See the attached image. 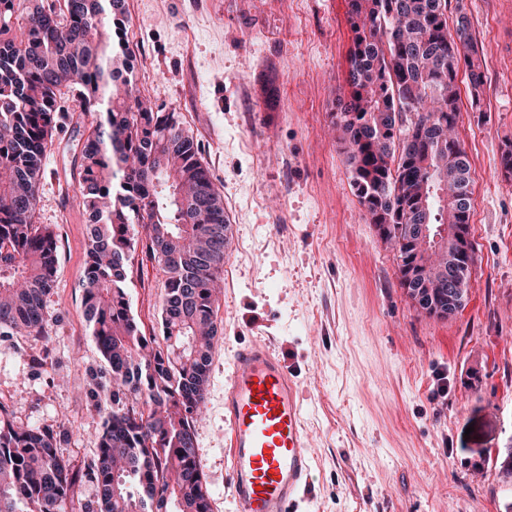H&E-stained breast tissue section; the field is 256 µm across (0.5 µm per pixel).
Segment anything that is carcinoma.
<instances>
[{
    "label": "carcinoma",
    "mask_w": 512,
    "mask_h": 512,
    "mask_svg": "<svg viewBox=\"0 0 512 512\" xmlns=\"http://www.w3.org/2000/svg\"><path fill=\"white\" fill-rule=\"evenodd\" d=\"M446 0H350L348 94L334 126L369 223L400 260V283L429 316L464 305L472 267L446 236L471 210L468 154L441 135L460 117L459 67L472 104L486 83L470 25L448 31ZM125 0H0V335L45 337L58 241L33 223L70 93L96 114L79 167L87 246L80 279L90 336L112 378V406L89 474L96 512H212L196 448L210 384L229 224L198 147L175 112L148 106L135 78ZM166 274L158 332L133 314L126 283L139 243ZM69 436L18 425L0 399V512L74 507L82 476L60 452Z\"/></svg>",
    "instance_id": "obj_1"
}]
</instances>
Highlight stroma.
<instances>
[{"label": "stroma", "mask_w": 512, "mask_h": 512, "mask_svg": "<svg viewBox=\"0 0 512 512\" xmlns=\"http://www.w3.org/2000/svg\"><path fill=\"white\" fill-rule=\"evenodd\" d=\"M137 88L176 110L231 226L218 340L198 453L213 512H234L224 468V374L232 352L269 342L296 375L313 450L297 512H507L512 476V0H447L487 63L480 103L461 92L477 260L467 300L439 319L400 285L350 185L332 121L348 93V0H127ZM44 160L38 225L63 235L46 298L48 340L0 336V398L16 417L73 430L61 452L87 471L102 416L90 398L108 367L89 336L76 158L94 119L66 101ZM126 286L151 329L165 275L145 250Z\"/></svg>", "instance_id": "obj_1"}]
</instances>
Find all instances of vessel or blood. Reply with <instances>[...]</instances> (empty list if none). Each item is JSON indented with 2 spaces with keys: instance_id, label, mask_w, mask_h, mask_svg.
I'll use <instances>...</instances> for the list:
<instances>
[{
  "instance_id": "b4317fda",
  "label": "vessel or blood",
  "mask_w": 512,
  "mask_h": 512,
  "mask_svg": "<svg viewBox=\"0 0 512 512\" xmlns=\"http://www.w3.org/2000/svg\"><path fill=\"white\" fill-rule=\"evenodd\" d=\"M299 383L272 346L234 350L224 378V448L235 512H294L311 479Z\"/></svg>"
}]
</instances>
